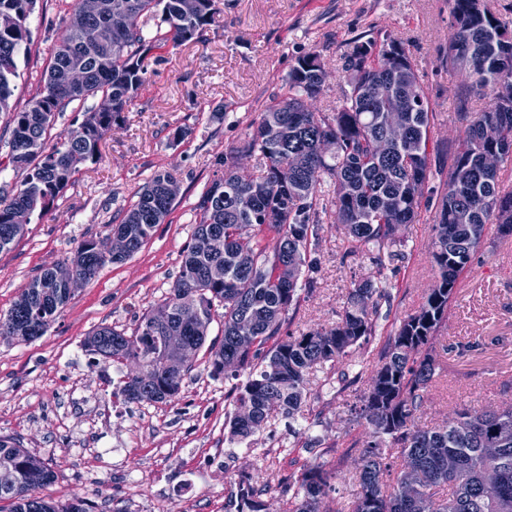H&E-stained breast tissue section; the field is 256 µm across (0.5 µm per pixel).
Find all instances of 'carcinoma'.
<instances>
[{"instance_id": "carcinoma-1", "label": "carcinoma", "mask_w": 512, "mask_h": 512, "mask_svg": "<svg viewBox=\"0 0 512 512\" xmlns=\"http://www.w3.org/2000/svg\"><path fill=\"white\" fill-rule=\"evenodd\" d=\"M98 10L49 49V65L36 94L21 109L11 104L19 76L17 56L30 44L29 19L36 0H0V112L10 115L8 164L22 172L11 193L0 196V252L8 251L42 219L87 164L101 159L100 145L112 124L147 82L155 51L199 38L218 13V0H98ZM453 32L443 63L469 71L457 90L459 135L430 153L435 112L411 58L398 59L403 43L388 35L357 45L345 65L343 104L314 112L324 63L316 53L296 60L288 97L268 106L235 148L259 154L263 172L244 174L224 163L197 209L199 221L182 252L177 279L163 301L144 315L131 335L100 327L88 337V351L104 362L134 363L146 378L127 377L119 394L130 403L158 404L180 392L191 364L165 347L178 334L196 351L208 346L210 375L246 379L238 387L227 437L244 443L272 414L294 420L307 401L306 372L314 365L337 368L355 346L377 336L380 301L389 297L383 281L367 280L349 292L339 321L297 337L282 334L300 289L313 286L321 215L333 207L348 253L368 252L383 267L400 256L399 229L414 223L421 205L435 206L431 258L437 277L421 306L404 316L385 338L371 367L370 387L355 421L371 441L360 458V491L344 503L327 498L328 472L313 466L301 473L292 512H512V407L491 410L464 405L448 422L414 425L438 366V335L474 254L485 244L488 225L512 234V191L500 189V172L482 167L485 152L512 160V25L486 0H449ZM158 18L152 37L145 20ZM480 96L489 106L470 111ZM81 113V134L72 142L48 132L60 114ZM398 112L405 132L385 154L374 144L388 134ZM495 125L499 138L484 129ZM333 186L331 200L322 185ZM176 179L157 171L137 200L108 224L127 240L120 257H99L96 241H82L67 260L85 283L109 262L137 253L156 225L172 213ZM275 240L270 249L267 240ZM224 279L209 277L213 265ZM73 293L45 268L28 282L17 301L0 315V336L31 341L44 335ZM223 336L206 344L215 318ZM403 465L393 486L382 480L387 459ZM457 460L448 473V455ZM53 479L50 466L0 436V512H92L90 501L74 497L59 506L36 491ZM270 485L244 481L239 512H265Z\"/></svg>"}]
</instances>
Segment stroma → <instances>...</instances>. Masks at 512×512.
I'll list each match as a JSON object with an SVG mask.
<instances>
[{
  "instance_id": "1",
  "label": "stroma",
  "mask_w": 512,
  "mask_h": 512,
  "mask_svg": "<svg viewBox=\"0 0 512 512\" xmlns=\"http://www.w3.org/2000/svg\"><path fill=\"white\" fill-rule=\"evenodd\" d=\"M73 0H37L29 26L33 41L18 56L12 101L24 106L48 64L50 45L69 26ZM220 11L199 42L155 51L150 76L123 121L114 123L100 162L84 167L55 209L0 253V314L42 269L63 263L80 241L105 240L114 215L136 199L154 172H170L179 194L170 216L132 257L106 264L82 284L39 338L0 336V436H10L54 472L41 496L67 503L87 497L94 512H227L241 477L270 484L267 512H288L289 485L321 464L335 499L354 500L353 481L368 437L350 408L367 391L368 363L380 347L352 350L348 377L326 387V373L309 369L305 416L311 433L293 434L272 418L250 449L224 438L238 385L213 378L207 354L191 358L180 394L166 403L137 404L114 396L102 366L88 361L85 341L101 326L134 332L139 320L168 295L181 254L199 220L197 205L225 157L257 174L259 156L237 148L267 106L288 95V76L300 56L325 64L318 112L341 104L344 61L361 42L399 38L436 112L433 146L458 135L455 92L461 72L443 66L451 33L448 0H220ZM223 120H215V113ZM183 138H174L176 129ZM435 210L421 207L402 226L405 259L376 270L369 253H346L342 232L325 221L312 292L283 326L297 335L335 323L348 292L381 273L391 301L382 304L381 334L421 305L435 282L431 261ZM444 350L417 413V426L447 422L464 404L512 406V242L489 229L462 280L441 329Z\"/></svg>"
}]
</instances>
